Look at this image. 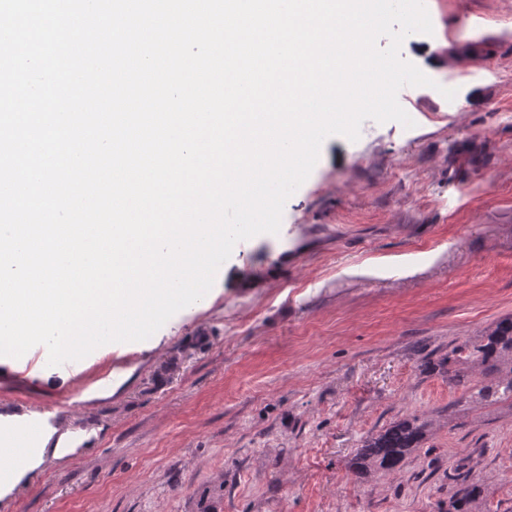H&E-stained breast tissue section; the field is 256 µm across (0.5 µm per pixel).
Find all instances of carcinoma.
<instances>
[{
	"instance_id": "obj_1",
	"label": "carcinoma",
	"mask_w": 512,
	"mask_h": 512,
	"mask_svg": "<svg viewBox=\"0 0 512 512\" xmlns=\"http://www.w3.org/2000/svg\"><path fill=\"white\" fill-rule=\"evenodd\" d=\"M463 363L486 366L503 378L489 383L467 379L457 369ZM438 371L448 375L450 382L464 386L477 401L512 402V317L500 319L486 334L453 348L439 361ZM425 435L426 422L417 416L395 421L383 432L363 441L350 459L349 468L361 479L379 471H396L420 448ZM486 493L487 488L477 482L458 490L459 497L454 500L456 512H471L473 504Z\"/></svg>"
}]
</instances>
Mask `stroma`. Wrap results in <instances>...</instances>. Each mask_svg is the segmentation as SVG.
<instances>
[{"instance_id": "stroma-1", "label": "stroma", "mask_w": 512, "mask_h": 512, "mask_svg": "<svg viewBox=\"0 0 512 512\" xmlns=\"http://www.w3.org/2000/svg\"><path fill=\"white\" fill-rule=\"evenodd\" d=\"M425 4L432 35L400 51L435 82L414 127L327 138L206 304L68 373L42 345L0 357V420L51 411L80 442L0 512H453L473 481V512H512V406L424 368L512 316V0ZM409 415L421 449L356 477V448ZM487 488L480 483L467 484L464 488L458 490L454 496L457 497L453 502L457 512H471L474 503L486 496Z\"/></svg>"}]
</instances>
